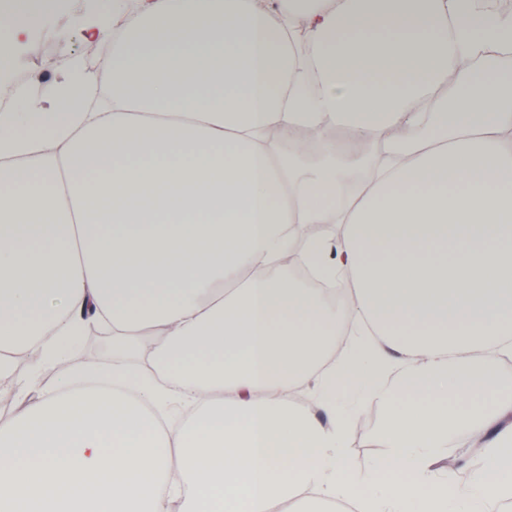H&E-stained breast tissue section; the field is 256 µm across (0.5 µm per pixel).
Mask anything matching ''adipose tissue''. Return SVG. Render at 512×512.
Segmentation results:
<instances>
[{
    "label": "adipose tissue",
    "mask_w": 512,
    "mask_h": 512,
    "mask_svg": "<svg viewBox=\"0 0 512 512\" xmlns=\"http://www.w3.org/2000/svg\"><path fill=\"white\" fill-rule=\"evenodd\" d=\"M0 113V378L90 326L0 426V512H497L512 497V46L490 0H135ZM331 122L346 164L267 137ZM369 175L353 176L363 145ZM334 225L319 238L307 227ZM324 280L310 288L286 254ZM383 403L371 476L316 420ZM190 410L169 421L165 407ZM482 461L454 484L451 438ZM387 482L381 500L371 487Z\"/></svg>",
    "instance_id": "obj_1"
}]
</instances>
